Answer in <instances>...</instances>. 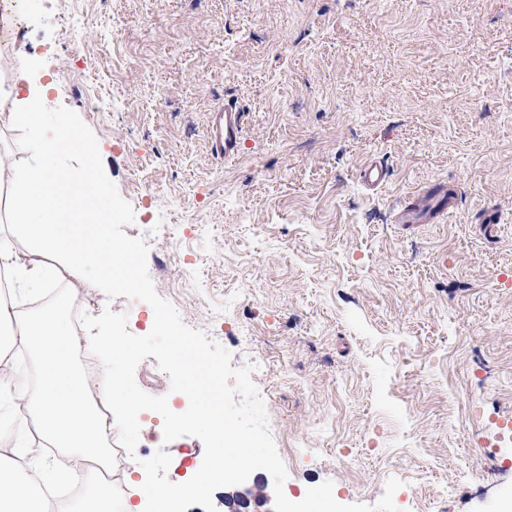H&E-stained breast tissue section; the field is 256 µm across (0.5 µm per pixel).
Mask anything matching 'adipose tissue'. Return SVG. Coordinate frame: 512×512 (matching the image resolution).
<instances>
[{
    "instance_id": "obj_1",
    "label": "adipose tissue",
    "mask_w": 512,
    "mask_h": 512,
    "mask_svg": "<svg viewBox=\"0 0 512 512\" xmlns=\"http://www.w3.org/2000/svg\"><path fill=\"white\" fill-rule=\"evenodd\" d=\"M33 66L20 61L10 80L0 79V97L12 100L11 127L26 132L27 155L0 156V272L12 278L15 294L56 287L64 273L86 271L92 282L136 284L135 255L112 240L109 224L119 215L109 204L100 178V152L65 115L47 119L45 92L30 82ZM80 151L86 165L71 174L60 164L64 153ZM30 349L38 358L37 380L14 369L9 354ZM78 341L59 311L39 316L18 312L0 299V369L22 395L0 396V416L18 421L27 414L43 438L86 471L88 494L73 512H112V491L96 470L106 454L100 424L88 400L89 378L77 366ZM67 470L49 467L38 449L0 453V512H48L43 488L66 479Z\"/></svg>"
}]
</instances>
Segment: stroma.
Wrapping results in <instances>:
<instances>
[{"label": "stroma", "instance_id": "obj_1", "mask_svg": "<svg viewBox=\"0 0 512 512\" xmlns=\"http://www.w3.org/2000/svg\"><path fill=\"white\" fill-rule=\"evenodd\" d=\"M0 72L31 60L101 149L107 176L151 226L147 268L184 323L251 375L285 488L334 484L400 512H501L512 499V0H12ZM241 114L234 159L213 112ZM383 165L384 183L361 177ZM437 188L453 206L399 223ZM88 314L152 307L103 290ZM135 381L178 408L155 357ZM202 442L141 425L140 462Z\"/></svg>", "mask_w": 512, "mask_h": 512}]
</instances>
